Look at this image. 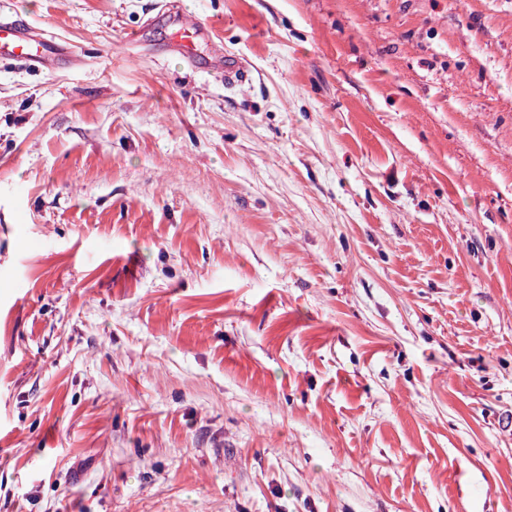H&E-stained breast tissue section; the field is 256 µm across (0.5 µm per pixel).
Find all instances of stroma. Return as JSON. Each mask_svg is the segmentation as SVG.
I'll use <instances>...</instances> for the list:
<instances>
[{
    "mask_svg": "<svg viewBox=\"0 0 512 512\" xmlns=\"http://www.w3.org/2000/svg\"><path fill=\"white\" fill-rule=\"evenodd\" d=\"M0 0V512H512V0ZM214 35L212 29L196 14L183 13L175 21L171 34V46L186 62L197 67L200 59L197 54V40L200 36ZM0 59L53 71L61 61L77 60V56L72 48L48 37L25 19L1 14Z\"/></svg>",
    "mask_w": 512,
    "mask_h": 512,
    "instance_id": "35a3bbf8",
    "label": "stroma"
}]
</instances>
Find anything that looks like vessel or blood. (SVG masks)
<instances>
[{
  "label": "vessel or blood",
  "mask_w": 512,
  "mask_h": 512,
  "mask_svg": "<svg viewBox=\"0 0 512 512\" xmlns=\"http://www.w3.org/2000/svg\"><path fill=\"white\" fill-rule=\"evenodd\" d=\"M164 15H175L171 46L189 65L199 63L197 40L209 33V26L192 13L175 14L173 5L161 8ZM72 48L48 37L23 18L0 15V59H9L29 68L56 70L60 62L74 59Z\"/></svg>",
  "instance_id": "b4317fda"
}]
</instances>
